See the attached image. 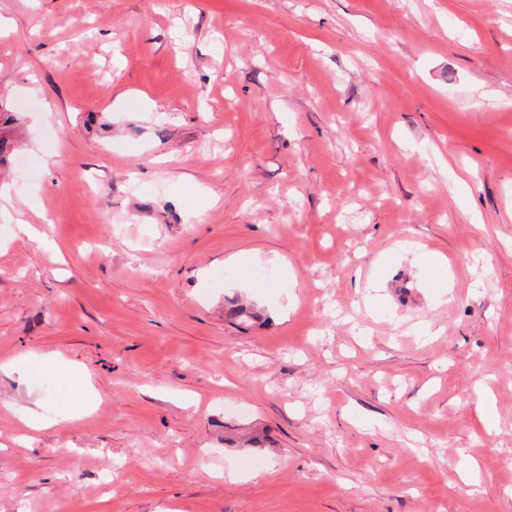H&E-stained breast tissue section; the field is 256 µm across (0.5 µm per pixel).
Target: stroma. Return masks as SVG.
<instances>
[{
    "label": "stroma",
    "mask_w": 512,
    "mask_h": 512,
    "mask_svg": "<svg viewBox=\"0 0 512 512\" xmlns=\"http://www.w3.org/2000/svg\"><path fill=\"white\" fill-rule=\"evenodd\" d=\"M0 17V512H512V0Z\"/></svg>",
    "instance_id": "obj_1"
}]
</instances>
